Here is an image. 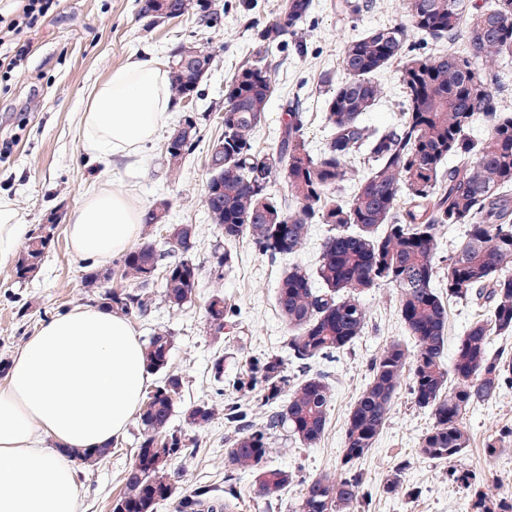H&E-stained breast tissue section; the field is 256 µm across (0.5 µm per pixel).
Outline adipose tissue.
Wrapping results in <instances>:
<instances>
[{
    "label": "adipose tissue",
    "mask_w": 512,
    "mask_h": 512,
    "mask_svg": "<svg viewBox=\"0 0 512 512\" xmlns=\"http://www.w3.org/2000/svg\"><path fill=\"white\" fill-rule=\"evenodd\" d=\"M174 100L151 58L113 69L80 115L86 155L136 164ZM142 212L124 187L102 185L69 216L74 253L99 262L141 236ZM148 379L132 323L105 306H78L43 322L14 353L0 382V512H78L69 449L119 438Z\"/></svg>",
    "instance_id": "adipose-tissue-1"
}]
</instances>
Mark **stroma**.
<instances>
[{
    "label": "stroma",
    "mask_w": 512,
    "mask_h": 512,
    "mask_svg": "<svg viewBox=\"0 0 512 512\" xmlns=\"http://www.w3.org/2000/svg\"><path fill=\"white\" fill-rule=\"evenodd\" d=\"M283 3L258 0L248 19L226 10L221 24L210 28L192 12L148 25L139 14L138 0H61L38 29L28 32L32 49L24 66L0 81L5 85L0 92V141L12 144L9 158L0 162V197L16 203L25 230L44 223L53 211L69 216L90 191L105 183L130 187L137 203L146 208L156 198H169L171 223L193 226L194 247L188 257L199 268V287L192 303L176 310L158 296L151 313L132 320L140 341L159 330L171 336L168 369L183 379L171 421L175 429L183 427L182 412L190 405L205 402L220 410L233 402L232 379L250 359L282 353L290 331L277 311V284L291 264L315 271L321 244L329 233L327 225H312L304 248L289 259H271L240 241L233 267L216 276L210 255L223 238L201 204L209 177L204 145L186 158L177 176H169L162 159V145L182 115L196 117L204 144L220 134L217 118L224 111V85L257 50L252 25L271 20ZM334 3L314 0L315 9L302 27L307 55L297 56L289 48L269 52L274 92L266 123L256 135L259 148L272 144L287 106L294 104L303 114L312 150L320 151L327 138L322 75L340 74L347 41L399 22L402 15L399 0H377L375 10L347 16L337 13ZM186 41L197 42L213 54L212 68L190 106L174 104L164 127L144 148L139 169L132 173L122 162L89 158L82 148L80 114L93 87L132 58L149 55L167 63L171 50ZM378 80L384 96L361 120L370 127H388L399 119L403 97L395 69L381 72ZM54 233L50 252L30 279L17 282L13 263L0 266V365L10 361L42 322L74 307L96 304L97 297L85 288L83 276L91 270L112 268L111 263L76 255L65 224H57ZM217 292L224 293L240 311L233 330L219 333L207 323L206 302ZM362 302L366 329L350 348L332 358L288 366L292 382L325 373L331 375L333 389L328 425L317 444L286 441L279 430L270 435L272 466L288 469L296 478L282 498H263L252 478L233 473L224 453L228 427L220 413L199 431L197 447L175 460L178 491L206 484L221 497L234 493L235 512H289L299 496L301 480L343 473L346 416L368 383L380 351L406 337L394 288L375 289ZM219 355L224 358L220 383L211 372V363ZM431 424L430 416L412 404L408 391H401L373 450L359 465L365 496L356 512H465V495L449 481L446 466L417 453L418 441ZM466 427L470 446L461 457L462 464L479 472L493 491L512 493V442H507L503 453L491 456L485 451L490 435L512 428V391L503 402L469 413ZM138 435L137 424H130L123 437L113 441L105 460L94 465L77 463L79 512H112L123 472L135 459ZM401 461L409 464L404 484L411 494L387 496L382 491L384 480Z\"/></svg>",
    "instance_id": "35a3bbf8"
}]
</instances>
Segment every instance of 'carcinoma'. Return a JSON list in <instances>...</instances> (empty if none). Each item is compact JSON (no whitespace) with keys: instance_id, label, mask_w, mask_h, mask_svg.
I'll list each match as a JSON object with an SVG mask.
<instances>
[{"instance_id":"carcinoma-1","label":"carcinoma","mask_w":512,"mask_h":512,"mask_svg":"<svg viewBox=\"0 0 512 512\" xmlns=\"http://www.w3.org/2000/svg\"><path fill=\"white\" fill-rule=\"evenodd\" d=\"M185 15L209 13L207 26L222 22L224 12L210 0H165ZM406 20L373 29L348 41L339 80L325 75L328 87L325 123L329 139L317 155L309 149L302 113L292 110L276 144L268 151L255 146V134L266 119L273 86L265 53L273 46H292L304 56L307 45L300 25L312 0H286L282 10L255 26L260 50L239 66L224 89L222 132L212 145H224V172L205 191L203 207L224 237V247L211 252L217 274L232 267V248L246 239L262 255L290 257L306 244L312 224L332 230L321 246L317 279L299 265L289 267L277 286L280 316L291 336L289 355L306 365L350 347L367 324L361 296L389 285L399 294V312L409 341H393L375 358L370 381L346 420L343 466L365 459L383 431L405 377H410L412 403L427 413L432 425L420 437V457L448 467V480L465 492L466 512H512V495L492 492L476 471L459 464L469 444L467 414L495 403L512 388V357L493 347V337L512 334V113L491 87V65L512 58V0L479 5L464 0H402ZM436 42L440 50L416 51L412 38ZM206 52L196 42H182L176 59ZM396 67L405 101L399 123L372 130L361 122L382 96L380 71ZM203 76L169 73L174 99L194 93ZM486 124L478 139L471 126ZM200 141L199 127L190 139L165 150L168 172L178 175L183 161ZM368 156V168L355 190L341 196L351 180V160ZM454 165L445 168L448 160ZM282 176L290 198L276 200L272 183ZM170 206L157 200L143 223L157 224L178 244L160 250L147 242L124 255L112 287L98 293L100 303L125 316L151 312V288L160 282L167 305L181 309L192 302L199 269L188 259H175L193 248L191 224L169 223ZM466 225L460 245L439 260L438 235L445 225ZM54 241V226L32 233L17 258L14 275L22 282L39 270ZM442 281L448 297L484 310L461 336L450 362L448 305L435 289ZM206 316L221 331L235 326L239 311L216 293ZM147 369L163 373L139 409V437L134 462L124 471L122 491L112 512H157L175 495L172 461L195 448L194 431L212 422L215 409L205 403L184 411L186 430L170 423L182 377L166 371L172 340L155 332L144 345ZM286 358L270 355L250 362L234 378L242 397L261 393L264 426L243 425L247 412L234 402L224 420L231 433L226 453L234 469L253 477L261 495L277 499L293 482V473L270 466L268 431L284 429L305 446L317 443L329 419L332 384L318 373L288 390ZM168 448L169 462L158 463V443ZM406 465L387 475L383 492L391 497L404 488ZM362 474L338 478L320 474L302 484L292 512H355L360 504ZM230 503L199 486L182 495L176 512H230Z\"/></svg>"}]
</instances>
